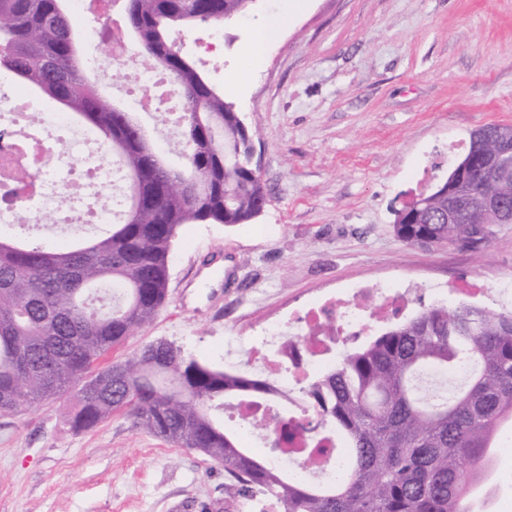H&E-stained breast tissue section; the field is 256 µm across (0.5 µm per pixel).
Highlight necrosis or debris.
<instances>
[{"mask_svg":"<svg viewBox=\"0 0 512 512\" xmlns=\"http://www.w3.org/2000/svg\"><path fill=\"white\" fill-rule=\"evenodd\" d=\"M106 9L105 0H70V18L87 43L101 41L89 14ZM104 44L87 62L101 82L123 90L131 110L151 109L159 98L167 111H178L172 84L162 72L135 66L132 45ZM17 166L29 172L32 184L12 181L10 172ZM119 194L120 175L103 162L101 146L89 130L77 128L68 113L42 101L29 87L0 82V224L39 225L49 212L67 213L72 225L109 224L119 218ZM406 304V292L377 285L350 300L329 299L302 318L305 338L298 366L289 363L292 335L284 323L268 328L262 346L250 347L252 364L273 385L293 390L338 354L349 335L367 332L373 311L392 316Z\"/></svg>","mask_w":512,"mask_h":512,"instance_id":"4bbe7bcc","label":"necrosis or debris"}]
</instances>
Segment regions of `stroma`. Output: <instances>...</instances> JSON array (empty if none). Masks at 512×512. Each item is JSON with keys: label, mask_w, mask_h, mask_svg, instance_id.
Segmentation results:
<instances>
[{"label": "stroma", "mask_w": 512, "mask_h": 512, "mask_svg": "<svg viewBox=\"0 0 512 512\" xmlns=\"http://www.w3.org/2000/svg\"><path fill=\"white\" fill-rule=\"evenodd\" d=\"M284 15L262 67L228 83L253 29ZM221 52L185 54L254 134L269 190L252 223L186 224L167 297L115 359L165 339L228 365V345L318 299L369 283L410 290L403 315L442 302L512 309V224L485 248L402 243L396 208L432 192L488 124L512 125V0H254L224 22ZM69 397L0 417V512H207L233 480L124 415L91 430Z\"/></svg>", "instance_id": "stroma-1"}]
</instances>
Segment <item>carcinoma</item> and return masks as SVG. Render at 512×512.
<instances>
[{
  "label": "carcinoma",
  "instance_id": "1",
  "mask_svg": "<svg viewBox=\"0 0 512 512\" xmlns=\"http://www.w3.org/2000/svg\"><path fill=\"white\" fill-rule=\"evenodd\" d=\"M135 63L163 70L180 111L155 109L182 146L169 166L130 112L101 92L70 35L67 0H0V70L84 120L121 175L122 215L106 234L65 249L30 246L0 230V417L80 387L68 416L75 432L122 412L133 423L224 466L239 494L255 490L280 512H481L501 427L512 423V310L432 304L358 348L347 349L301 393L317 422L270 409L278 396L251 373L202 361L165 340L105 362L157 315L168 257L185 224H248L267 202L246 163L252 144L239 113L171 38L176 26H217L247 12V0H126ZM512 213V177L493 167L467 183ZM448 197L427 194L395 212L408 246L455 242ZM461 221L489 239L491 219ZM253 404L246 421L271 449L301 445L308 461L341 449V471L313 484L243 446L215 413L224 399Z\"/></svg>",
  "mask_w": 512,
  "mask_h": 512
}]
</instances>
